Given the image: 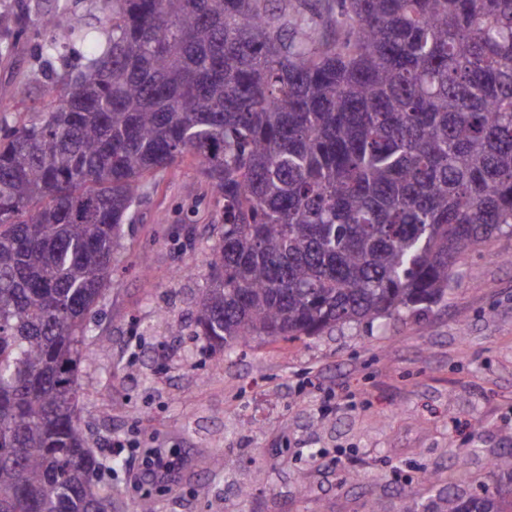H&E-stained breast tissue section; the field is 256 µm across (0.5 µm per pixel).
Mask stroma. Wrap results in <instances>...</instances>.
<instances>
[{"mask_svg": "<svg viewBox=\"0 0 512 512\" xmlns=\"http://www.w3.org/2000/svg\"><path fill=\"white\" fill-rule=\"evenodd\" d=\"M48 5L0 0V48H11L0 51V101L13 119L49 99L22 31ZM24 81L30 96L15 97ZM155 182L126 230L96 322L103 348L82 378L88 448L107 463L114 439L128 444L125 467L102 475L116 512H139L147 492L153 512H414L449 485L469 494L500 483L488 460L512 448L511 235L462 259L446 304L371 331L257 338L227 357L158 324L161 309L184 318L202 288L215 214L194 158ZM181 266L194 276L174 280ZM458 448L470 451L462 473ZM147 449L174 457V470L140 480ZM410 484L413 499L401 493Z\"/></svg>", "mask_w": 512, "mask_h": 512, "instance_id": "35a3bbf8", "label": "stroma"}]
</instances>
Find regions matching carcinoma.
Returning <instances> with one entry per match:
<instances>
[{"instance_id":"1","label":"carcinoma","mask_w":512,"mask_h":512,"mask_svg":"<svg viewBox=\"0 0 512 512\" xmlns=\"http://www.w3.org/2000/svg\"><path fill=\"white\" fill-rule=\"evenodd\" d=\"M46 60L60 95L0 115V512H112L76 415L94 318L149 179L187 155L214 204L185 329L232 353L448 301L512 234V0H96ZM448 486L444 512H512Z\"/></svg>"}]
</instances>
